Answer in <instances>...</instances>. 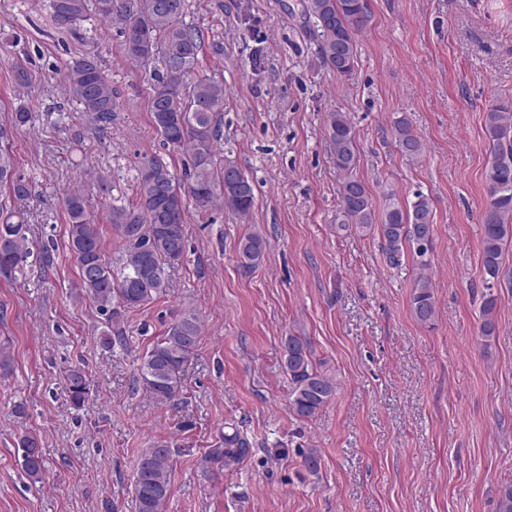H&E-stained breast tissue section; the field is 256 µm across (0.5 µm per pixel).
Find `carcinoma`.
Here are the masks:
<instances>
[{"instance_id":"carcinoma-1","label":"carcinoma","mask_w":512,"mask_h":512,"mask_svg":"<svg viewBox=\"0 0 512 512\" xmlns=\"http://www.w3.org/2000/svg\"><path fill=\"white\" fill-rule=\"evenodd\" d=\"M107 26L122 33L123 55L146 64L161 57L163 72L154 74L150 113L154 128L174 151H189L193 173L182 183L160 158L144 160L138 169L139 197L136 205L112 206L110 223L128 243L119 270L106 260L100 225L86 209L83 197L68 193L64 204L68 215L67 236L78 268L80 287L109 321L121 310L139 308L168 288V269L179 264L187 248L186 224L190 208L205 212L217 201L239 217L250 214L254 189L235 164L214 167V145L220 140L218 114L224 111V82L199 79L182 92L184 79L199 63L202 35L184 22L188 0H51L54 21L70 29L83 20L89 7ZM302 13L312 21L320 62L336 77L352 76L358 52V36L369 22L366 0H302ZM67 88L82 111L107 125L116 109V92L102 69L97 54L87 52L72 61L65 78ZM326 132L336 170L344 174L338 189L336 228H353L360 233L379 224L382 238L393 250L402 243L412 248L419 275L413 283L411 312L421 325L436 321L438 310L431 278L432 201L419 194L408 208L397 203L386 207L376 220L373 199L365 183L352 175L359 162L353 126L344 112L327 113ZM485 131L490 159L485 174L487 204L482 217L483 267L496 279L503 246L512 241V100L498 98L489 104ZM393 132L401 153L415 159L424 143L404 118L394 121ZM0 183L10 185L12 194L25 199L28 183L13 178L10 154L0 150ZM23 219L0 222V274L9 277L30 254ZM266 240L257 233L239 242L240 266L252 268L262 259ZM496 298L484 302L481 334L496 332ZM201 336L199 318L186 311L169 324L163 335L146 351L137 387L161 403H175L183 393L184 366L195 355ZM280 368L288 374L291 390L288 407L296 416L312 417L336 394V383L314 365L308 339L289 335L280 356ZM65 390L70 403L79 407L90 394V377L81 367L67 371ZM22 467L34 480L41 477L42 454L37 438L25 433L19 438ZM250 450L248 440L235 435L226 439L224 457L240 460ZM171 448L164 443L144 452L135 468L134 495L137 512H163L171 494Z\"/></svg>"}]
</instances>
